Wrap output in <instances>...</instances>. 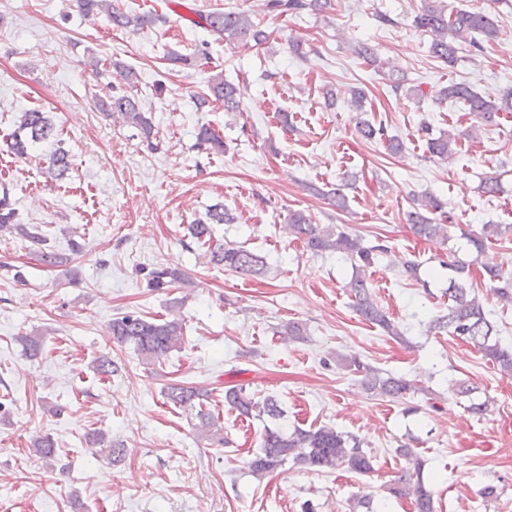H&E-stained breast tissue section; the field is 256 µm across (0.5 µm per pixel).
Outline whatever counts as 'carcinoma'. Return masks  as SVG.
I'll use <instances>...</instances> for the list:
<instances>
[{"instance_id":"carcinoma-1","label":"carcinoma","mask_w":512,"mask_h":512,"mask_svg":"<svg viewBox=\"0 0 512 512\" xmlns=\"http://www.w3.org/2000/svg\"><path fill=\"white\" fill-rule=\"evenodd\" d=\"M76 7L86 17L105 15L112 27L126 29L130 26H147L154 22L151 15L132 16L112 4V0H75ZM266 7L281 15L303 9L324 12L332 8V0H266ZM199 21L192 25L202 28L228 43H242L252 47L266 43L269 34L256 24L245 11L228 10L198 14ZM413 25L430 37V52L443 64L451 67L457 61L460 44L467 43L475 51L481 52L484 44L492 43L500 34L501 20L482 4L469 9H456L448 6L445 0H421L420 8L413 18ZM352 53L375 66L386 70L390 88L398 92L402 88L404 77L399 75L396 66L382 63L374 57L366 42L352 45ZM109 66L115 69L123 83L129 87L137 83V74L133 68L119 63H104L99 59L92 61L94 68ZM213 97L224 102V111H241V91L234 84L224 80L222 75L215 76L210 83ZM441 99L462 103L469 111L477 112L487 125L498 123L500 114L512 112V90L503 92L496 99L486 98L474 92L470 86L461 82H450L441 91ZM100 108L122 123L136 128L142 138L151 141L155 133L152 119L143 112L140 102L127 91H116L100 101ZM358 132L366 141H386L392 153L403 149V142L387 136L383 123H374L368 119L359 121ZM58 136V129L48 113L31 109L20 116L17 130L7 141V153L17 159H26L31 155V147ZM197 145L200 150L212 154L224 152V142L206 125L199 128ZM457 137L453 131L442 132L428 139L427 150L442 161L455 155ZM70 155L58 150L48 159L47 171L57 180L65 178L71 169ZM413 210L408 213V222L415 236L420 239L449 238L450 219L444 210V202L431 193L413 198ZM232 221L229 213L222 208L209 211L206 220L189 225L188 236L195 242H207L211 238L213 224ZM291 234L305 241L308 249L315 254H341L354 262L356 272L346 288L353 300L355 312L364 320L384 329L388 335L400 338L403 332L386 315L370 291L365 277V268L371 266L378 255L388 252L383 244L366 246L361 236L343 228L325 224H314L302 211H294L289 217ZM16 233L33 244H42L41 235L33 233L23 224L15 222V209L7 194L0 195V233ZM505 235L512 236L511 224H484L478 232H461L467 241L469 250L474 254L473 262L482 270L484 286L504 304L512 305V278L503 276L502 269L485 261L488 243L497 241ZM208 262L222 265L225 269L243 276H255L263 273L265 261L260 255L243 247L224 246L213 249ZM448 267V313L438 316L428 323V331L446 330L452 335L477 348L497 370L512 377V348L503 347L494 339V325L486 316L479 294L475 293L468 278L469 264L451 260L441 262ZM149 284L153 288H169L175 284L188 286L189 277L182 271L166 266L151 270ZM185 323L181 314L175 312L164 319L146 318L133 312L112 319L108 326V335L112 343L122 346L131 345L141 360L154 362L173 350L182 348ZM336 365L361 374V386L372 393L396 401H402L419 390L416 381L403 376L385 373L363 363L357 357L336 355ZM167 398L174 404L186 406L201 400L203 393L193 386L172 385L168 387ZM224 405L245 418L264 416L279 420L284 417L277 401L267 396L262 400L246 390V385L235 384L224 388ZM201 427L209 439L217 444L227 443L223 428L210 414H200ZM94 445L104 447V451L113 459L127 453L121 442L106 441L102 433L90 437ZM34 455L45 464H51L58 456V443L48 435H39L30 442ZM400 455L405 467L393 479L389 491L396 497H409L413 500L414 512H435L434 490L422 476L423 461L414 449L402 445ZM293 462L302 468L323 472L346 469L356 474H368L373 471L372 456L364 449L362 439L333 427L321 426L317 429L295 427L283 430L279 427L264 429L260 448L253 453L248 462L252 475L261 478Z\"/></svg>"}]
</instances>
